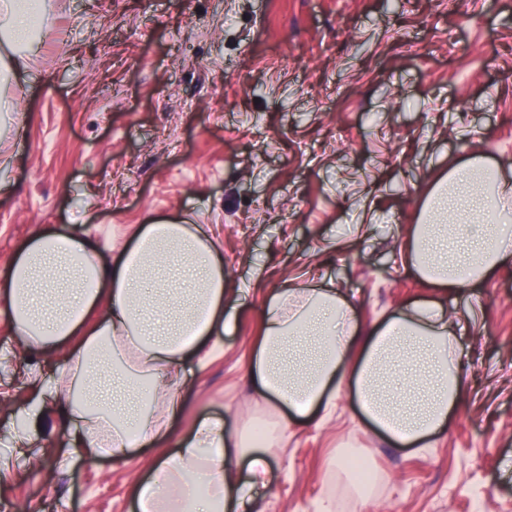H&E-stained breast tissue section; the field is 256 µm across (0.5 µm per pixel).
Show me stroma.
Returning a JSON list of instances; mask_svg holds the SVG:
<instances>
[{
    "label": "stroma",
    "mask_w": 512,
    "mask_h": 512,
    "mask_svg": "<svg viewBox=\"0 0 512 512\" xmlns=\"http://www.w3.org/2000/svg\"><path fill=\"white\" fill-rule=\"evenodd\" d=\"M41 34L26 83L0 78L24 116L0 138V271L48 227L106 255L148 218L185 219L214 225L242 304L168 440L122 460L61 455L65 352H26L0 314V512H134L135 480L197 418L273 425L248 372L255 271L316 275L371 326L426 293L399 243L449 160L512 168V0H48ZM445 303L471 384L444 437L394 447L346 394L271 448L263 512H512V265ZM35 402L51 429L15 455ZM350 449L384 478L362 498L327 467Z\"/></svg>",
    "instance_id": "stroma-1"
}]
</instances>
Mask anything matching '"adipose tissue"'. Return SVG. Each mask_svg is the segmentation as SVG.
<instances>
[{
	"label": "adipose tissue",
	"instance_id": "1",
	"mask_svg": "<svg viewBox=\"0 0 512 512\" xmlns=\"http://www.w3.org/2000/svg\"><path fill=\"white\" fill-rule=\"evenodd\" d=\"M47 0H0V61L26 65ZM209 224L152 220L111 260L76 232L44 231L0 271V308L26 351H70L54 395L72 423L64 455L126 457L162 443L184 410L189 368L236 328L237 292ZM400 255L438 292L461 293L512 264V174L463 154L428 190ZM249 362L262 396L281 407L262 439L221 419L196 422L175 453L137 483V512H262L271 490L268 448L299 419L328 414L354 388L362 414L395 445L446 428L467 391L456 325L442 302L418 299L363 330L340 289L300 279L270 288ZM195 489L186 500L187 489Z\"/></svg>",
	"mask_w": 512,
	"mask_h": 512
}]
</instances>
